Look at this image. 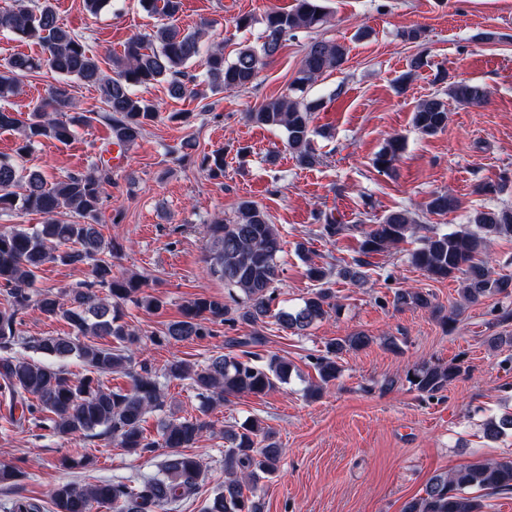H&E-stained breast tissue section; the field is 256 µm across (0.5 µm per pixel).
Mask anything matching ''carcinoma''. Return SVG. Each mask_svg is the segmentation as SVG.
Returning <instances> with one entry per match:
<instances>
[{
    "label": "carcinoma",
    "instance_id": "1",
    "mask_svg": "<svg viewBox=\"0 0 512 512\" xmlns=\"http://www.w3.org/2000/svg\"><path fill=\"white\" fill-rule=\"evenodd\" d=\"M321 0H295L290 10L269 8L261 18L262 43L243 45L231 60L221 44L204 45L205 30L181 28L170 19L182 9V0H141L144 8L161 17L149 35H133L123 51L112 55V73H105L84 35L65 28L51 0H15L0 11V31L37 41V55L17 54L0 66V99L16 95L24 79L43 69L58 76L45 98L22 117L17 111L0 108V130L16 135L15 157L0 158V215L35 213L42 222L29 227L13 224L0 230V287L6 304L0 308V391L9 395L11 406L21 415L10 422L44 425L61 436L80 434L97 439L115 438L120 447L141 454L156 446L167 449L166 460L152 476L137 484L124 482L79 486L61 483L47 492L53 512H93L107 506L113 512H165L167 506L193 493L203 477L200 459L193 448L211 430L207 412L238 395H265L288 381L292 364L276 353L265 356L250 350L264 343L259 326L268 318L283 330L304 335L336 309L330 288L336 276L353 285L367 280L370 258L382 254L415 235L423 226L411 212L400 209L386 214L376 224H338L323 214L316 216L319 236L329 241L347 231L360 233L357 256L332 270L310 263L306 276L315 288L297 309L273 308L275 284L280 277L282 239L266 212L251 200L238 203L233 217L215 219L204 225L207 242L205 263L209 275L236 289L242 300L229 305L223 298L201 295L182 306L181 319L166 325L157 343L193 341L213 335V326L231 328L245 324L249 336L227 340L230 351L209 358L199 367L185 360H172L158 373L145 366L134 369L138 347L144 337L123 318V307L132 303L146 311L162 300L145 291L146 279L136 273H116L112 258L120 245L104 238L98 228V213L107 188L112 186V168L99 162L87 172H70L48 181L42 172L26 169L17 159L28 155L44 140L70 143L76 128L89 125L95 117L77 112L69 120L52 117L74 107L71 84L79 81L96 88L106 105L111 142L128 146L142 137L159 113L156 106L135 92L139 86L165 82L170 95L181 98L189 92L182 77L193 61H204L205 81L214 90L246 91L252 88L261 69L297 32L314 33L328 20ZM348 50L339 42L311 39L290 90L246 113L247 120L269 129H281L289 153L303 168L320 164L313 147V113L319 104L301 96L323 73L341 69ZM435 80L446 85L448 97L471 106L487 102L479 84L448 80V71L437 69ZM412 123L422 134L432 135L448 125L446 102L438 96L421 100ZM405 150V141L389 137L374 158L378 170L389 171ZM200 167L212 179L224 177V150L203 154ZM457 208L448 193H434L425 204L426 213L444 215ZM512 238V205L480 210L469 217V225L449 232L430 230L409 253V261L435 280L461 279L459 295L466 304L502 294L512 295V280L494 277L489 243ZM47 263L63 266L87 265L92 279L65 292L34 290L37 273ZM36 302L48 319H63L71 329L66 335L28 339L22 336L18 314ZM398 307L435 309L430 294L400 290L394 296ZM112 338L109 345L95 342ZM373 343V337L353 333L331 339L322 354L314 357L318 382L310 385V397L321 396L340 372L342 357ZM22 348L28 354H18ZM75 358L85 366L79 377L69 374L60 362ZM465 369L456 361H423L407 374V381L422 396L433 397L448 388ZM114 373L130 378L126 389L105 386L102 377ZM188 380L200 401L201 415L174 418L167 414V394L161 379ZM156 416L159 439L145 432L144 423ZM224 484L205 505L203 512H261L259 484L274 475L282 448L272 432L255 419L223 432ZM512 493V456L478 459L452 471L434 475L424 494L406 501L402 512H483L482 497Z\"/></svg>",
    "mask_w": 512,
    "mask_h": 512
}]
</instances>
